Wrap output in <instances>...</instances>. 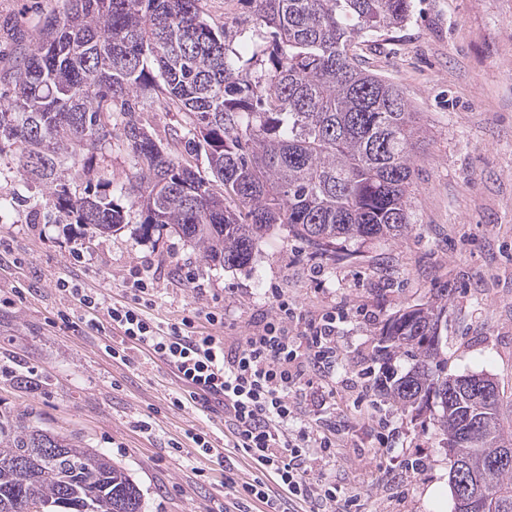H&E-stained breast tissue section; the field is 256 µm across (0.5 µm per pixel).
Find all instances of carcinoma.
<instances>
[{"label":"carcinoma","mask_w":512,"mask_h":512,"mask_svg":"<svg viewBox=\"0 0 512 512\" xmlns=\"http://www.w3.org/2000/svg\"><path fill=\"white\" fill-rule=\"evenodd\" d=\"M248 3L267 36L245 61L233 30L207 23L199 0H68L14 56L0 145L16 147L20 175L52 188L55 210L109 233L124 223L112 193L76 197L59 171L89 162L119 132L134 159L120 191L142 206L141 236L174 232L224 267L248 265L276 226L332 262L339 240L407 234L415 113L396 85L360 68L354 48L405 23L412 0ZM147 104L193 116L185 135L172 134L186 156L142 124ZM201 150L206 175L189 160ZM445 309L435 301L387 320L380 353H400L410 368L387 374L382 392L419 412L441 408L438 428L455 448L457 512L460 471L492 499L488 512H512V458L498 460L512 450L504 392L482 374H443ZM478 378L491 394L476 390ZM32 500L42 512H142L138 486L108 455L27 415L1 414L0 512H30Z\"/></svg>","instance_id":"cac0c4a2"}]
</instances>
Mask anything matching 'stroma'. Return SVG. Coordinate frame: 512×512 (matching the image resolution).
<instances>
[{
	"label": "stroma",
	"mask_w": 512,
	"mask_h": 512,
	"mask_svg": "<svg viewBox=\"0 0 512 512\" xmlns=\"http://www.w3.org/2000/svg\"><path fill=\"white\" fill-rule=\"evenodd\" d=\"M212 25L239 27L234 45L251 50L260 39L243 0H204ZM409 20L368 35L356 47L361 66L398 84L422 130L410 187L413 229L398 240L338 243L328 261L285 227L257 243L245 267L204 261L178 235L145 239V214L121 193L134 160L112 140L98 151L91 173L69 168L70 191L89 180L111 182L125 214L117 232L93 234L57 212L45 185L26 181L14 148L0 150V412L28 413L43 426L99 448L127 469L142 495V512H224V475L254 479L250 460L225 462L223 413L179 407L183 385L163 361L123 345L117 328L72 330L60 312L77 310L57 280L120 302L130 268L148 261L154 273L149 312L162 324L192 312L223 315V327L199 320L201 333L234 339L274 314L267 288H279L303 316L350 307L362 314L341 324L343 368L406 373L396 355L378 357L379 333L400 310L429 301L447 305L445 374H484L512 395V0H413ZM67 0H0V80L7 77L17 33L38 35L37 22L60 14ZM197 279L187 284L186 271ZM125 348L127 360L109 353ZM35 380L36 388L18 384ZM399 433L381 447L360 417L336 455L316 463L314 480L330 479L356 496L361 512H454L453 497L435 502L427 491L448 486L451 463L433 411H415L377 397ZM206 432L215 451L194 448L191 434ZM184 446L173 453L172 443ZM419 453L420 470L404 458Z\"/></svg>",
	"instance_id": "stroma-1"
}]
</instances>
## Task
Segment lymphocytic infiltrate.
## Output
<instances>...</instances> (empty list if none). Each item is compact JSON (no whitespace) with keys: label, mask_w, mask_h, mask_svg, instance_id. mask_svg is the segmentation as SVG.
Here are the masks:
<instances>
[{"label":"lymphocytic infiltrate","mask_w":512,"mask_h":512,"mask_svg":"<svg viewBox=\"0 0 512 512\" xmlns=\"http://www.w3.org/2000/svg\"><path fill=\"white\" fill-rule=\"evenodd\" d=\"M131 277L127 303L81 295L82 323L92 331L116 325L137 349L166 362L182 382L187 403L222 404L233 436L228 454L249 459L260 472L242 484L225 478L236 512H247L255 502L263 512H285L287 496L321 502L332 512H358L354 497L344 496L332 482L310 478L314 462L334 456L349 433L341 422H313L306 394L313 378L336 376V312L309 318L301 333H292L288 324L296 309L274 288V316L228 344L200 333L192 316L163 328L141 307L150 294L144 268H135ZM268 471L277 476L279 491L263 480Z\"/></svg>","instance_id":"lymphocytic-infiltrate-1"}]
</instances>
